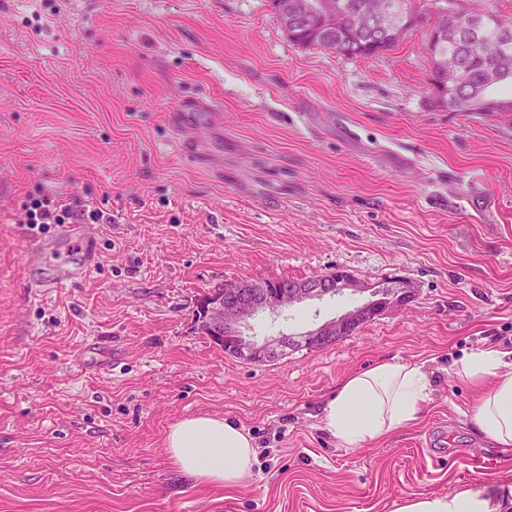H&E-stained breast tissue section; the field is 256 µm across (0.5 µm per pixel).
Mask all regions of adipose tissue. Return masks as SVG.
Masks as SVG:
<instances>
[{"label":"adipose tissue","mask_w":512,"mask_h":512,"mask_svg":"<svg viewBox=\"0 0 512 512\" xmlns=\"http://www.w3.org/2000/svg\"><path fill=\"white\" fill-rule=\"evenodd\" d=\"M452 369L482 391L467 414L470 425L493 443L512 447V348L477 349L455 360ZM431 400L424 363L385 360L338 385L322 402L320 421L340 446L360 448L415 424ZM165 448L182 472L200 483L227 489L249 479L257 462L249 433L219 416L179 420L170 427ZM397 512H512V499L491 485L442 496H414L404 500Z\"/></svg>","instance_id":"adipose-tissue-1"}]
</instances>
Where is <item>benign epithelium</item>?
Masks as SVG:
<instances>
[{"instance_id": "1", "label": "benign epithelium", "mask_w": 512, "mask_h": 512, "mask_svg": "<svg viewBox=\"0 0 512 512\" xmlns=\"http://www.w3.org/2000/svg\"><path fill=\"white\" fill-rule=\"evenodd\" d=\"M336 0H289L283 12V23L296 26L301 21H310L322 28H331L336 24ZM421 16L414 10L408 14L403 25L394 22L387 3L379 5L375 15L373 31L378 36H391L403 40L407 31L420 24ZM483 17L464 9L457 11V21L433 27L435 37L444 40L449 32H454V39L459 40L477 29ZM482 55L494 58L487 70L488 83L497 82L508 72V61L496 57L494 50L477 46ZM355 286L347 273H338L334 277H312L297 281L282 288L276 280L267 284L269 290L256 292L240 283L229 284L226 292L211 295L210 300L202 301L199 306L206 308L205 316L198 324L199 330L217 343L227 354L250 364H267L290 353L302 349H316L343 337L346 330L367 316L364 309H354L340 318L325 322L320 326L300 334L280 335L259 343L243 335L241 328L248 319L261 312L280 314L290 306L306 299H321L333 295L340 288Z\"/></svg>"}]
</instances>
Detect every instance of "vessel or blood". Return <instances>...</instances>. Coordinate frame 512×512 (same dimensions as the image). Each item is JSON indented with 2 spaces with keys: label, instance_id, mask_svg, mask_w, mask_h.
<instances>
[{
  "label": "vessel or blood",
  "instance_id": "obj_1",
  "mask_svg": "<svg viewBox=\"0 0 512 512\" xmlns=\"http://www.w3.org/2000/svg\"><path fill=\"white\" fill-rule=\"evenodd\" d=\"M61 237L67 246L78 249L81 263L74 264L64 256L55 253L54 249L43 248L42 254L48 267L46 273L39 275L34 284L39 288H60L82 280L92 270L97 259V242L84 225L69 224L62 231Z\"/></svg>",
  "mask_w": 512,
  "mask_h": 512
}]
</instances>
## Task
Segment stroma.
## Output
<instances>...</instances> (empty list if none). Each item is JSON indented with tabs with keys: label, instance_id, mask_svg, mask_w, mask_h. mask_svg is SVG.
Here are the masks:
<instances>
[{
	"label": "stroma",
	"instance_id": "35a3bbf8",
	"mask_svg": "<svg viewBox=\"0 0 512 512\" xmlns=\"http://www.w3.org/2000/svg\"><path fill=\"white\" fill-rule=\"evenodd\" d=\"M427 29L349 59L293 44L270 0H0V512H396L512 487L475 433L463 353L512 345V112L430 100ZM97 204L99 261L27 282L59 225ZM336 269L356 289L260 315L304 332L396 288L335 343L255 365L196 328L207 292ZM389 358L426 361L422 419L340 447L325 396ZM200 414L248 430L253 477L205 485L166 452ZM26 209V224H29L31 229L41 226L39 224H64L65 219L74 215L69 204L55 200L48 195L31 200Z\"/></svg>",
	"mask_w": 512,
	"mask_h": 512
}]
</instances>
